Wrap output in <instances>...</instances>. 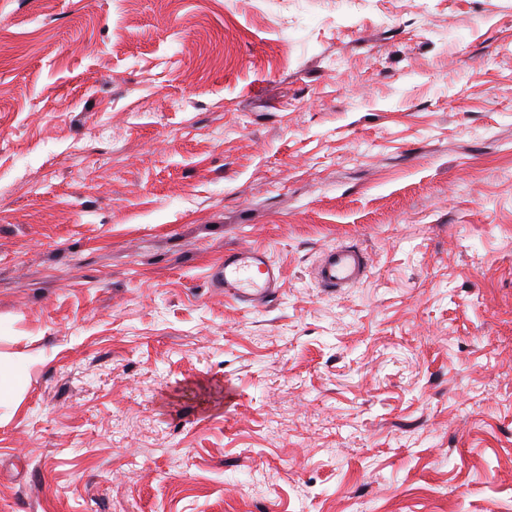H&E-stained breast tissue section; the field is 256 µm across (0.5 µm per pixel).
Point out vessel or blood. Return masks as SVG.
<instances>
[{
    "instance_id": "obj_1",
    "label": "vessel or blood",
    "mask_w": 512,
    "mask_h": 512,
    "mask_svg": "<svg viewBox=\"0 0 512 512\" xmlns=\"http://www.w3.org/2000/svg\"><path fill=\"white\" fill-rule=\"evenodd\" d=\"M368 271L366 254L353 246H336L323 251L315 279L330 290L357 284ZM214 287L244 303H261L275 292L280 280L279 268L259 248L241 247L226 251L224 264L210 276Z\"/></svg>"
}]
</instances>
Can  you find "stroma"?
I'll list each match as a JSON object with an SVG mask.
<instances>
[{
    "label": "stroma",
    "mask_w": 512,
    "mask_h": 512,
    "mask_svg": "<svg viewBox=\"0 0 512 512\" xmlns=\"http://www.w3.org/2000/svg\"><path fill=\"white\" fill-rule=\"evenodd\" d=\"M20 355L0 512H512V0H0ZM213 288H224L244 303H261L276 291L280 269L260 248L241 247L224 252V265L212 272ZM368 264L366 254L354 246L328 248L315 267V279L321 288H349L366 275Z\"/></svg>",
    "instance_id": "obj_1"
}]
</instances>
